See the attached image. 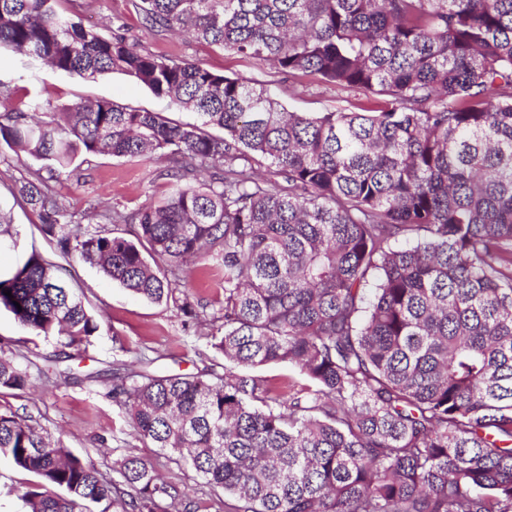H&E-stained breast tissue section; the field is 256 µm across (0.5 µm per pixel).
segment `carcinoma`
Listing matches in <instances>:
<instances>
[{"label":"carcinoma","instance_id":"obj_1","mask_svg":"<svg viewBox=\"0 0 512 512\" xmlns=\"http://www.w3.org/2000/svg\"><path fill=\"white\" fill-rule=\"evenodd\" d=\"M147 28L357 90L359 112H290L270 88L103 37L53 0H0V48L80 78L121 73L197 120L110 100L0 141L49 170L79 156L165 159L167 194L80 235L39 177L20 199L64 254L200 318L202 259L224 270L206 324L235 370L113 373L130 436L234 499L227 512H512V0H139ZM273 170L262 179L259 170ZM209 180L196 186L197 173ZM11 295H6V292ZM0 307L67 346L99 329L34 251ZM308 383L270 386L266 365ZM0 356V389L29 383ZM34 474L23 512H195L127 455L109 479L26 416L0 411V455Z\"/></svg>","mask_w":512,"mask_h":512}]
</instances>
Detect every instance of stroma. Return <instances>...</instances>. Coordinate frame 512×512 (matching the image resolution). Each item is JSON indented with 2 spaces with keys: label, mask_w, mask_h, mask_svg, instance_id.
Wrapping results in <instances>:
<instances>
[{
  "label": "stroma",
  "mask_w": 512,
  "mask_h": 512,
  "mask_svg": "<svg viewBox=\"0 0 512 512\" xmlns=\"http://www.w3.org/2000/svg\"><path fill=\"white\" fill-rule=\"evenodd\" d=\"M134 3L57 0L55 8L100 35L121 31L130 42L152 54L199 62L220 74H237L271 85L290 111L351 112L364 100L358 92L310 76L288 77L270 64L225 54L188 35L152 32L143 24ZM0 87L10 93L9 106L22 109L34 104L61 109L80 101L108 99L181 122L195 119L192 111L169 105L122 74L84 80L27 60L7 48L0 50ZM37 168V162L17 160L8 147L0 148V216L10 226L9 234L0 236V275L15 270L34 251L55 257L62 277L83 292L100 330L85 352L68 359L62 354L58 337L34 335L1 308L0 350H34L42 372L32 375L29 388L0 390V411L32 417L73 454L93 461L107 473L124 456H137L195 502L199 512H225L222 489L206 485L189 465L175 461L169 453L131 439L122 410L105 395L112 385L113 370L135 366L137 352H145L153 370L164 374H196L221 362V355L210 348L206 329L199 323L186 321L173 308L130 293L77 257L55 256L48 237L40 230L38 215L17 195L21 182ZM166 168L163 161L132 163L101 155L72 172L58 174L51 184L71 212L130 210L164 195L167 181L162 173ZM58 369L70 370L74 383L49 386L44 372Z\"/></svg>",
  "instance_id": "35a3bbf8"
}]
</instances>
